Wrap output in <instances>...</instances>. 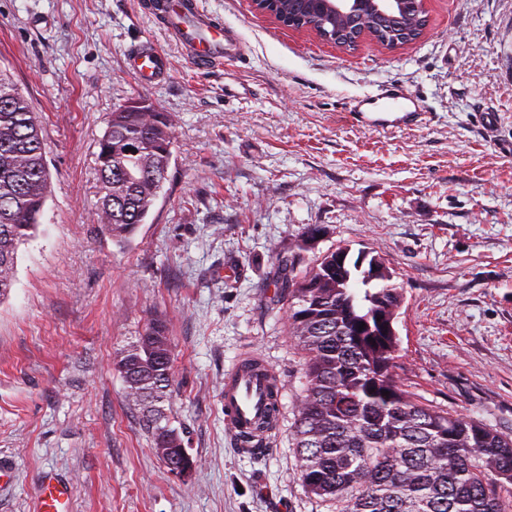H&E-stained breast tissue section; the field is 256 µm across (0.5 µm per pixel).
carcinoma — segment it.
<instances>
[{
    "label": "carcinoma",
    "instance_id": "obj_1",
    "mask_svg": "<svg viewBox=\"0 0 512 512\" xmlns=\"http://www.w3.org/2000/svg\"><path fill=\"white\" fill-rule=\"evenodd\" d=\"M277 10L317 33L334 35L336 19L315 0H277ZM171 123L133 99L112 112L98 142L96 221L119 247L144 223L171 159ZM49 174L35 113L0 73V299L15 282L17 251L36 232ZM322 232L308 224L285 261L288 331L304 354V387L291 429L305 490L327 512H512V438L486 423L438 409L402 388L394 375L400 340L384 336V304L401 307L399 288L357 290V262L336 266V252L294 273L304 244ZM364 329H359V326ZM112 366L158 458L168 471L192 475L197 460L165 405L173 396L168 321L154 317ZM277 427L279 385L269 384Z\"/></svg>",
    "mask_w": 512,
    "mask_h": 512
}]
</instances>
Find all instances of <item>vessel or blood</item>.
Wrapping results in <instances>:
<instances>
[{"label":"vessel or blood","mask_w":512,"mask_h":512,"mask_svg":"<svg viewBox=\"0 0 512 512\" xmlns=\"http://www.w3.org/2000/svg\"><path fill=\"white\" fill-rule=\"evenodd\" d=\"M149 9L159 15L193 64L206 66L220 59L238 60L241 48L237 35L220 21L211 19L198 0H151ZM128 65L145 84L168 75L167 57L149 42L129 53ZM349 115L357 123L374 129L408 127L423 117L417 98L405 86L397 84L356 98ZM252 359V354H243L238 363L224 372V422L232 436L241 442L266 411L268 380L273 375L265 364L256 371L246 370V362ZM240 452L247 455L251 449L242 442ZM70 497L67 480L44 474L39 482L34 512H70Z\"/></svg>","instance_id":"b4317fda"}]
</instances>
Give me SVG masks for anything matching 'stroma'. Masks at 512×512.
Segmentation results:
<instances>
[{
	"label": "stroma",
	"mask_w": 512,
	"mask_h": 512,
	"mask_svg": "<svg viewBox=\"0 0 512 512\" xmlns=\"http://www.w3.org/2000/svg\"><path fill=\"white\" fill-rule=\"evenodd\" d=\"M143 0H0V72L37 113L50 174L40 225L0 300V512H33L42 472L71 512H325L302 486L290 428L303 359L276 296L303 227L379 254L403 294L396 378L436 407L512 437V0H426L429 24L389 52H346L260 15L200 0L245 62L201 72ZM151 41L165 80L126 63ZM399 82L422 124L371 130L355 97ZM140 98L166 113L172 156L144 224L118 247L94 219L98 141ZM495 114L485 133L486 114ZM169 320L170 416L198 465L167 471L112 367L148 319ZM280 383L265 451L240 455L224 425V370L243 352Z\"/></svg>",
	"instance_id": "stroma-1"
}]
</instances>
